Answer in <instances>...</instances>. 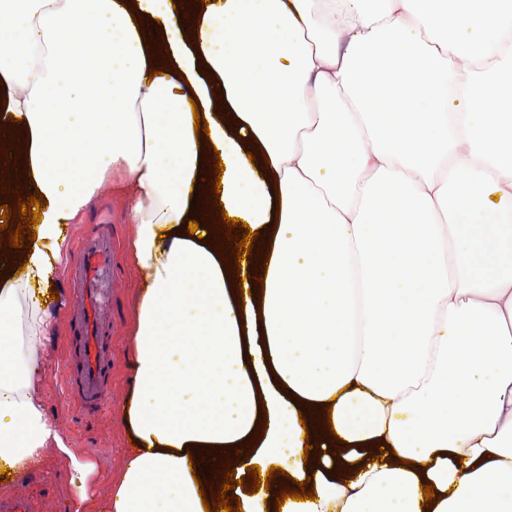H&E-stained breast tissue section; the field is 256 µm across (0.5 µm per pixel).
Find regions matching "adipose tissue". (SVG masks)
<instances>
[{"label": "adipose tissue", "instance_id": "adipose-tissue-1", "mask_svg": "<svg viewBox=\"0 0 512 512\" xmlns=\"http://www.w3.org/2000/svg\"><path fill=\"white\" fill-rule=\"evenodd\" d=\"M1 91L46 205L25 267L0 251V470L51 447L86 498L32 350L67 227L117 173L143 293L104 512H205L196 477L234 457L316 491L239 485L243 512H512V0H0ZM210 147L267 243L238 290L200 222Z\"/></svg>", "mask_w": 512, "mask_h": 512}]
</instances>
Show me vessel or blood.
<instances>
[{"label": "vessel or blood", "mask_w": 512, "mask_h": 512, "mask_svg": "<svg viewBox=\"0 0 512 512\" xmlns=\"http://www.w3.org/2000/svg\"><path fill=\"white\" fill-rule=\"evenodd\" d=\"M112 233L103 225L83 236L70 265V284L78 299L75 316L65 335L79 346L78 404L93 412L105 409L111 398L112 323L104 311L112 303ZM41 501L26 495H0V512H43Z\"/></svg>", "instance_id": "1"}]
</instances>
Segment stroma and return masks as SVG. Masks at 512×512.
I'll return each instance as SVG.
<instances>
[{
	"label": "stroma",
	"instance_id": "1",
	"mask_svg": "<svg viewBox=\"0 0 512 512\" xmlns=\"http://www.w3.org/2000/svg\"><path fill=\"white\" fill-rule=\"evenodd\" d=\"M134 188L130 181L116 177L106 180L83 217L68 229V247L76 249L80 237L100 224L112 227L117 243L115 264L118 284L112 298V412L87 414L72 406L66 398L67 386L74 376L63 366L62 331L72 304L69 281H62L59 298L50 300L51 324L44 345L34 355L41 365L37 393L47 417L56 424L66 444L77 454L92 461L96 477L84 512H101L113 481L125 468V450L131 445L126 412L135 390V334L142 280L131 249L133 227L128 222V200ZM34 481L12 480L0 485L4 493L19 492L42 500L48 512H75L70 497V469L67 460L46 454L34 468Z\"/></svg>",
	"mask_w": 512,
	"mask_h": 512
}]
</instances>
